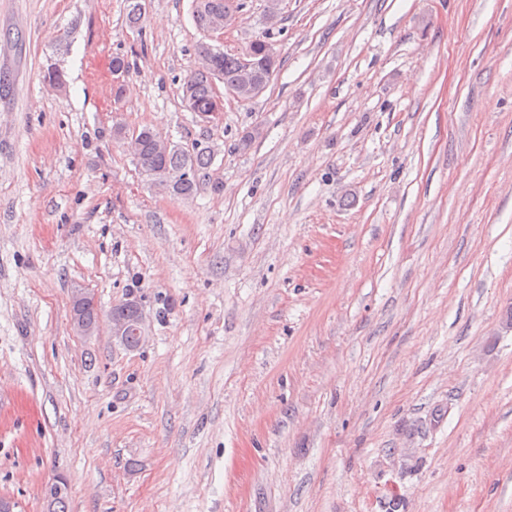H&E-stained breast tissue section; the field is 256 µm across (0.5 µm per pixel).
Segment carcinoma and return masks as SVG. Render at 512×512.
Returning a JSON list of instances; mask_svg holds the SVG:
<instances>
[{
    "label": "carcinoma",
    "mask_w": 512,
    "mask_h": 512,
    "mask_svg": "<svg viewBox=\"0 0 512 512\" xmlns=\"http://www.w3.org/2000/svg\"><path fill=\"white\" fill-rule=\"evenodd\" d=\"M242 8L239 0H193L195 25L204 33H209L217 24L224 23V16L231 4ZM246 52L255 62L254 75L243 73L240 55L226 53L207 42L197 46L200 66L194 68L185 78L182 86V100L189 109L205 117L213 111L216 97L214 77L220 76L226 88L237 91L239 99L250 100L251 84L255 81L270 80L280 64L279 59H271L265 52V41L256 39L250 42ZM139 146L134 152L142 170L153 184L163 193L176 200L195 196L200 188L199 175L211 164V148L203 144L192 150H184L176 145L161 146L164 139L149 128L138 133Z\"/></svg>",
    "instance_id": "carcinoma-1"
}]
</instances>
